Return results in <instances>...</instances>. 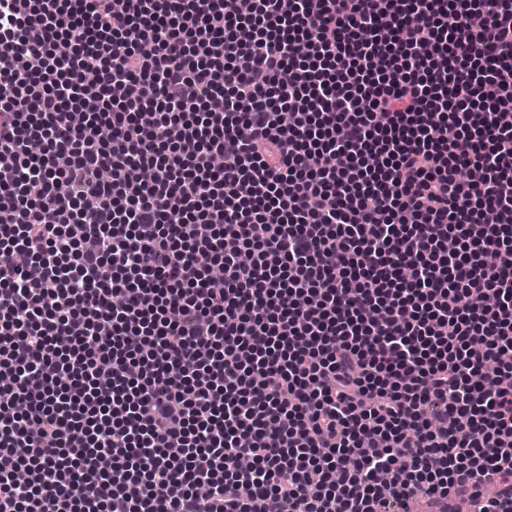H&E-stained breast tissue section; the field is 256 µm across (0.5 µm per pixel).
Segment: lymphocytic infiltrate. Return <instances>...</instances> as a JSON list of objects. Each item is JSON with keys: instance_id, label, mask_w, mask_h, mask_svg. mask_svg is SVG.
Wrapping results in <instances>:
<instances>
[{"instance_id": "1", "label": "lymphocytic infiltrate", "mask_w": 512, "mask_h": 512, "mask_svg": "<svg viewBox=\"0 0 512 512\" xmlns=\"http://www.w3.org/2000/svg\"><path fill=\"white\" fill-rule=\"evenodd\" d=\"M486 482L512 512V0H0V512Z\"/></svg>"}]
</instances>
